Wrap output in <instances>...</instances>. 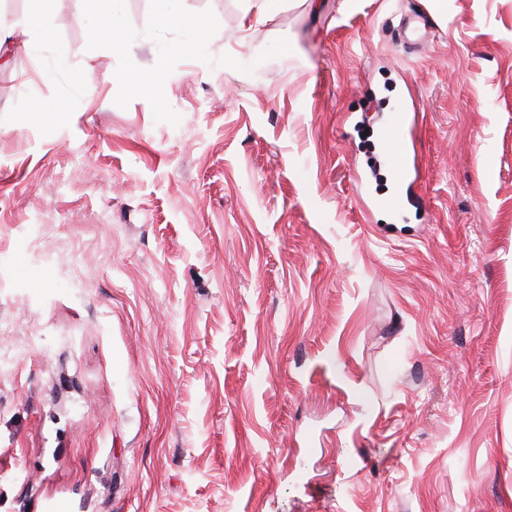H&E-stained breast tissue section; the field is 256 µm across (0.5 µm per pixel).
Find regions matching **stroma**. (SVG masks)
<instances>
[{
	"instance_id": "stroma-1",
	"label": "stroma",
	"mask_w": 512,
	"mask_h": 512,
	"mask_svg": "<svg viewBox=\"0 0 512 512\" xmlns=\"http://www.w3.org/2000/svg\"><path fill=\"white\" fill-rule=\"evenodd\" d=\"M251 6L0 0V512H512V0Z\"/></svg>"
}]
</instances>
